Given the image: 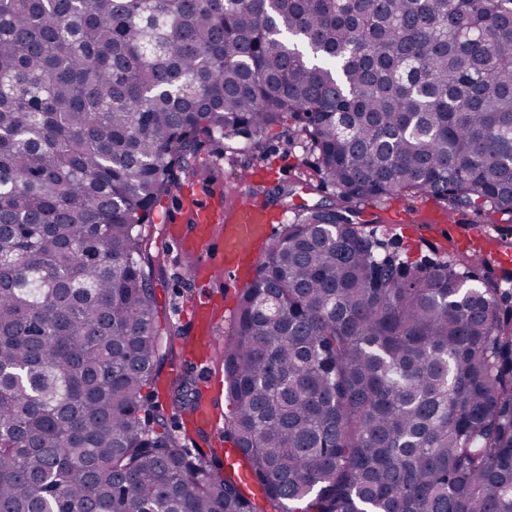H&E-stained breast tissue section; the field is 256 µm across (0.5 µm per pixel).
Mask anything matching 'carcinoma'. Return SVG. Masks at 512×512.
Here are the masks:
<instances>
[{
    "label": "carcinoma",
    "instance_id": "1",
    "mask_svg": "<svg viewBox=\"0 0 512 512\" xmlns=\"http://www.w3.org/2000/svg\"><path fill=\"white\" fill-rule=\"evenodd\" d=\"M509 27L512 0H0V512H264L144 394L142 227L205 142L291 121L338 202L241 291L224 441L274 512H512V295L343 206L512 218Z\"/></svg>",
    "mask_w": 512,
    "mask_h": 512
}]
</instances>
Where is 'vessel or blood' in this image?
<instances>
[{
	"instance_id": "vessel-or-blood-1",
	"label": "vessel or blood",
	"mask_w": 512,
	"mask_h": 512,
	"mask_svg": "<svg viewBox=\"0 0 512 512\" xmlns=\"http://www.w3.org/2000/svg\"><path fill=\"white\" fill-rule=\"evenodd\" d=\"M166 222L169 239L195 260L192 277L205 281L243 263H257L253 247L270 236L274 218L254 199L225 208L220 191L214 189L201 197L179 196Z\"/></svg>"
}]
</instances>
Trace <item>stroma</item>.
Instances as JSON below:
<instances>
[{"instance_id": "obj_1", "label": "stroma", "mask_w": 512, "mask_h": 512, "mask_svg": "<svg viewBox=\"0 0 512 512\" xmlns=\"http://www.w3.org/2000/svg\"><path fill=\"white\" fill-rule=\"evenodd\" d=\"M198 162L211 172V185L224 193V202L234 205L247 198L264 201L274 213L293 220L300 206L334 200L336 190L324 182L316 170V159L299 142L292 129H275L263 139L252 156L241 158L233 141L203 146ZM294 189L289 200H280L278 191ZM357 220L365 234L383 240L386 250L401 253L409 261L421 258L445 261L457 254L469 253L470 247L461 239L469 231L474 241L496 240L512 248V223H488L473 210H457V223H445L447 210L435 198L424 194L362 200L354 205ZM152 244L153 286L163 309V316L172 334L170 353L156 386L157 404L168 419L169 430L180 447L204 456L207 462L223 463L218 453L224 438L223 426L192 430L185 418L171 405L172 392L185 372H192L199 384L216 386L215 402L219 416H228L230 404L224 390V340L232 331L239 295L229 279L201 282L190 274L191 257L182 254L167 236V227L152 224L146 228ZM205 300L217 307L221 316L211 327L212 346L202 363H187L183 347L187 337L194 335L192 302Z\"/></svg>"}]
</instances>
